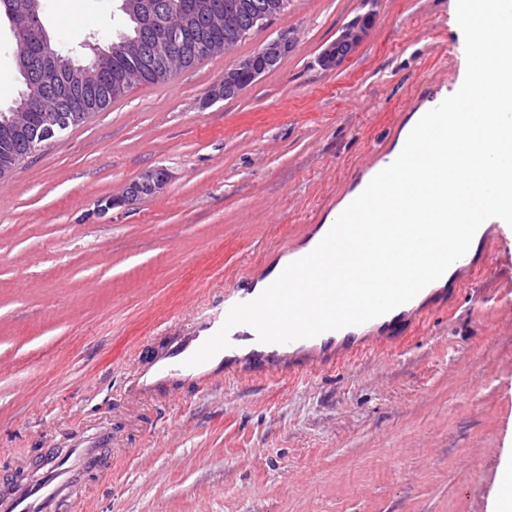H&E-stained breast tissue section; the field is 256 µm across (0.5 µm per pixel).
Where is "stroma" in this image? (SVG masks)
Listing matches in <instances>:
<instances>
[{"mask_svg":"<svg viewBox=\"0 0 512 512\" xmlns=\"http://www.w3.org/2000/svg\"><path fill=\"white\" fill-rule=\"evenodd\" d=\"M121 0H43L75 61ZM373 13L345 62L320 55ZM293 30L279 66L208 102ZM465 73L456 0H291L231 52L139 85L0 178V483L106 427L111 468L73 512H498L512 463V227L398 347L304 380L227 378L146 397L133 381L238 269L328 219L370 151ZM24 85L0 18V107ZM160 194L104 209L148 169Z\"/></svg>","mask_w":512,"mask_h":512,"instance_id":"1","label":"stroma"}]
</instances>
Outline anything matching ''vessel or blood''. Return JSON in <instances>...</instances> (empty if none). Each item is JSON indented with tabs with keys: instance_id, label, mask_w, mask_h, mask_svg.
I'll use <instances>...</instances> for the list:
<instances>
[{
	"instance_id": "vessel-or-blood-1",
	"label": "vessel or blood",
	"mask_w": 512,
	"mask_h": 512,
	"mask_svg": "<svg viewBox=\"0 0 512 512\" xmlns=\"http://www.w3.org/2000/svg\"><path fill=\"white\" fill-rule=\"evenodd\" d=\"M328 230L325 224L304 225L293 244L271 250L270 261L260 270L238 274L218 301L198 312L190 330L166 337L162 348L144 361L136 377L137 390L164 394L188 384L206 386L221 377L270 379L284 372L315 376L359 354L391 346L418 316L452 296L453 284L479 257L491 254L495 240L494 224H482L469 251L453 263L450 285L423 289L409 302L364 324L285 344L260 342L253 328L239 325L229 332V347L200 365L187 366V359L219 330L233 306L256 299L289 263L310 253ZM111 445L108 428L71 439L66 452L50 456L38 478L9 483L0 498L9 512H67L82 476L102 467Z\"/></svg>"
}]
</instances>
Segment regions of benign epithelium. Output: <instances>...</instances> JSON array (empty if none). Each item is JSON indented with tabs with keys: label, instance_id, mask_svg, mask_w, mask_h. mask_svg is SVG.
Instances as JSON below:
<instances>
[{
	"label": "benign epithelium",
	"instance_id": "obj_1",
	"mask_svg": "<svg viewBox=\"0 0 512 512\" xmlns=\"http://www.w3.org/2000/svg\"><path fill=\"white\" fill-rule=\"evenodd\" d=\"M6 13L11 22L15 41L22 40L25 33L34 35L39 44L43 59V69L40 79L41 86L60 90L76 107L86 110L85 89L98 82L101 73L107 69L112 59V45L105 47L97 43L85 42L83 46L89 48L94 55L91 65H77L72 58H66L53 42L45 22L42 0H3ZM371 14L357 16L352 19L341 31L336 40L321 54V63L328 69L339 67L346 57L368 35L372 27ZM293 36L290 31L283 30L280 34L262 47L258 57L253 59L244 75L228 73L216 89L209 93V97L216 99L224 96V90L229 88L238 90V85L255 81L265 73L281 56L290 51ZM33 91L29 90L22 95L16 103L10 116L0 117V135L8 138L21 125L19 113L32 111ZM62 126L51 121L44 126V132L39 138L28 141L27 153L32 154L41 149L48 139L61 135ZM170 180L169 172L164 168H154L144 173L142 178L131 183L125 194L118 198L105 200L104 209L129 203L144 196L156 195Z\"/></svg>",
	"mask_w": 512,
	"mask_h": 512
}]
</instances>
